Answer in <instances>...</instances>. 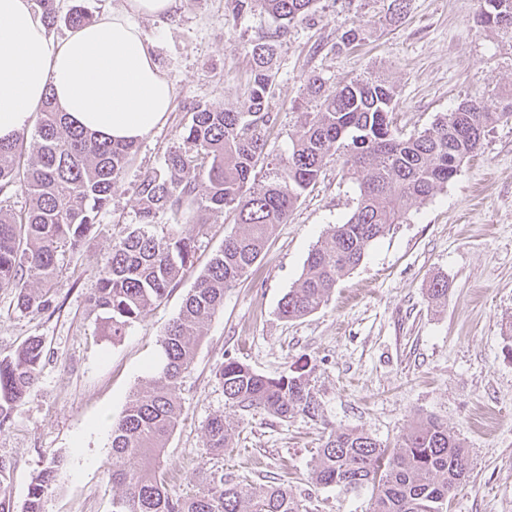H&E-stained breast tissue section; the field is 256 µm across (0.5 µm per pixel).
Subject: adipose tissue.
Wrapping results in <instances>:
<instances>
[{"label":"adipose tissue","mask_w":512,"mask_h":512,"mask_svg":"<svg viewBox=\"0 0 512 512\" xmlns=\"http://www.w3.org/2000/svg\"><path fill=\"white\" fill-rule=\"evenodd\" d=\"M176 5L127 0L53 43L32 0H0V139L27 128L49 92L77 126L115 142L148 136L170 112L173 86L133 18L166 16Z\"/></svg>","instance_id":"ef3b65f1"}]
</instances>
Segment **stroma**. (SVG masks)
Instances as JSON below:
<instances>
[{"label": "stroma", "mask_w": 512, "mask_h": 512, "mask_svg": "<svg viewBox=\"0 0 512 512\" xmlns=\"http://www.w3.org/2000/svg\"><path fill=\"white\" fill-rule=\"evenodd\" d=\"M388 5L316 0L305 20L278 35L276 121L267 154L290 147L314 73L330 89L369 75L393 85V125L405 136L472 96L500 111L512 92V36L476 25L479 0H412L395 24L385 18ZM361 15L376 20L364 42L334 50ZM135 22L173 84L166 121L139 141L81 250L60 255L53 309L20 311L13 293L0 290V353L32 336L46 352L30 396L0 432V457L12 464L13 512H24L32 476L54 458L63 465L45 512H112L120 490L107 470L110 420L145 386L166 327L235 229L232 220L211 218L193 268L168 297L125 336L105 335L89 297L113 244L135 221L137 182L163 166L194 107L244 101L247 47L276 35L267 14L232 16L226 0H178L174 13ZM356 198L355 186L329 163L279 225L255 271L225 292L223 308L203 326L194 363L176 388L183 416L164 450L172 484L190 494L220 470L257 489L283 482L308 512H369L370 489L345 493L314 483L325 438L356 429L392 449L431 417L470 456L448 512H512V120L489 128L447 187L373 243L326 304L281 319L278 305L296 286L310 251L347 220ZM435 278L447 279V298H430ZM227 359L266 376L305 377L320 404L317 417L285 419L226 403L214 371ZM219 414L238 423L239 434L217 457L207 452L204 426Z\"/></svg>", "instance_id": "obj_1"}]
</instances>
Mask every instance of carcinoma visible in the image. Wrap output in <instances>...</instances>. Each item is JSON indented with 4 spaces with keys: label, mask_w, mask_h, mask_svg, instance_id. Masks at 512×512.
Instances as JSON below:
<instances>
[{
    "label": "carcinoma",
    "mask_w": 512,
    "mask_h": 512,
    "mask_svg": "<svg viewBox=\"0 0 512 512\" xmlns=\"http://www.w3.org/2000/svg\"><path fill=\"white\" fill-rule=\"evenodd\" d=\"M35 2L47 28L75 29L92 20L81 0L64 13L56 0ZM314 2L230 0V5L237 15L259 8L286 29L305 19ZM477 23L512 35V0H480ZM370 25L371 20L358 19L336 47L357 45ZM278 48L272 36L250 44L252 68L241 108H194L164 165L141 177L137 222L127 225L98 273L93 301L115 340L145 318L194 266L196 230L206 218L228 211L244 227L224 237L164 331L148 384L133 392L111 419L108 471L121 488L112 501L113 512H307L282 483L273 481L255 491L224 481L222 471L210 473L208 483L194 494H178L169 487L163 449L182 416L175 390L193 364L199 328L224 306V291L249 274L278 225L287 223L327 164L338 163L356 185L357 206L344 223L321 237L299 283L281 299L278 315L287 321L325 304L369 246L393 225L406 222L413 207L443 190L461 163L477 152L486 129L512 116V93L499 112L487 111L475 96L405 138L392 126V86L358 77L329 90L313 74L307 80V112L291 149L269 163L266 179L257 184L255 170L265 162L266 133L274 123ZM136 149L135 143H114L73 126L51 94L38 108L32 135L0 140V193L18 187L29 198L28 208L19 212L0 204V289L14 291L19 310L42 313L53 306L59 253L84 245ZM161 214L170 215L171 223L156 224ZM43 356L38 337L0 354L1 432L32 390ZM215 375L225 401L237 407L286 419L318 414L309 381L301 376L268 377L233 360L220 363ZM236 432L224 415L210 418L205 425L209 454L224 455V449L233 447ZM60 465L59 460L52 462L32 480L25 512H44ZM469 466L463 443L428 419L403 435L391 453L364 432H330L313 480L345 492L372 487L370 512H448ZM10 473L11 463L0 457V512H12Z\"/></svg>",
    "instance_id": "1"
}]
</instances>
